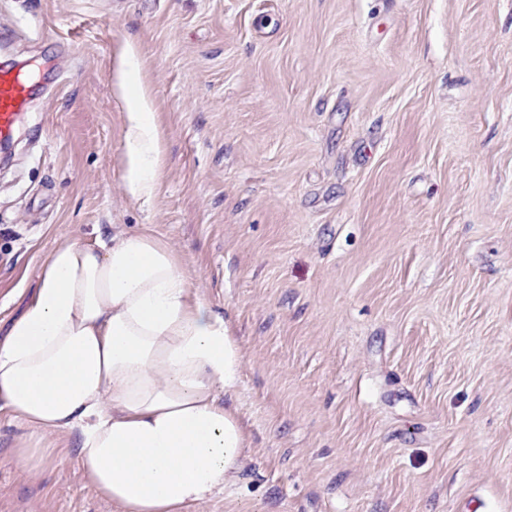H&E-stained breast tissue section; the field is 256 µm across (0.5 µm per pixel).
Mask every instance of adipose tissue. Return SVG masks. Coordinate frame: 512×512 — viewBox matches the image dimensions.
<instances>
[{"label": "adipose tissue", "instance_id": "obj_1", "mask_svg": "<svg viewBox=\"0 0 512 512\" xmlns=\"http://www.w3.org/2000/svg\"><path fill=\"white\" fill-rule=\"evenodd\" d=\"M129 121V188L148 196L159 133L152 113ZM241 368L227 320L191 291L178 254L151 230L128 231L44 260L36 296L0 343V407L26 431L25 466L49 458L45 434L74 431L117 512H185L239 478L247 438L225 396Z\"/></svg>", "mask_w": 512, "mask_h": 512}]
</instances>
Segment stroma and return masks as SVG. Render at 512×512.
<instances>
[{"label": "stroma", "mask_w": 512, "mask_h": 512, "mask_svg": "<svg viewBox=\"0 0 512 512\" xmlns=\"http://www.w3.org/2000/svg\"><path fill=\"white\" fill-rule=\"evenodd\" d=\"M0 46L49 83L0 167V342L59 245L146 226L243 356L241 479L187 512H512V0H0ZM21 434L0 409V512H115ZM129 121L125 137L129 188L134 195L150 196L161 163L159 133L152 112H129Z\"/></svg>", "instance_id": "35a3bbf8"}]
</instances>
